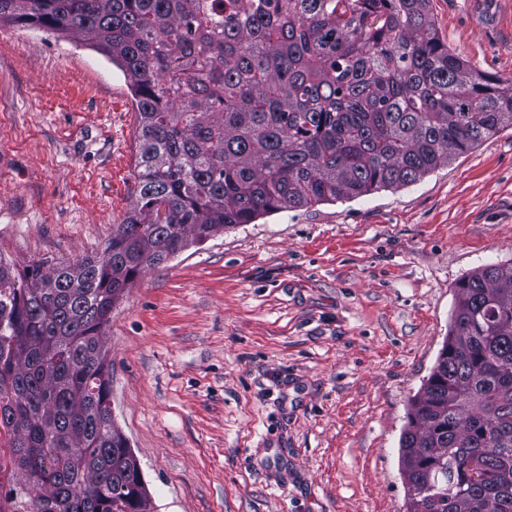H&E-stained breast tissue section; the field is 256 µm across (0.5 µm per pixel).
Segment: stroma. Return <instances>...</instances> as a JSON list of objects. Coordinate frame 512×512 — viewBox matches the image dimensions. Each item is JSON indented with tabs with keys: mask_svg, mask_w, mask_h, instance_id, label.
Masks as SVG:
<instances>
[{
	"mask_svg": "<svg viewBox=\"0 0 512 512\" xmlns=\"http://www.w3.org/2000/svg\"><path fill=\"white\" fill-rule=\"evenodd\" d=\"M512 80V0H429ZM138 112L70 36L0 23V256L101 255L134 198ZM512 261V127L415 183L271 213L148 268L112 311V417L152 512H406L399 441L456 285Z\"/></svg>",
	"mask_w": 512,
	"mask_h": 512,
	"instance_id": "35a3bbf8",
	"label": "stroma"
}]
</instances>
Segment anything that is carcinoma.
Segmentation results:
<instances>
[{
    "label": "carcinoma",
    "mask_w": 512,
    "mask_h": 512,
    "mask_svg": "<svg viewBox=\"0 0 512 512\" xmlns=\"http://www.w3.org/2000/svg\"><path fill=\"white\" fill-rule=\"evenodd\" d=\"M428 2L0 0V21L121 68L140 151L102 256L0 258L5 512H151L103 344L144 270L263 215L414 183L512 126V84L448 53ZM400 469L407 512H512V262L459 281Z\"/></svg>",
    "instance_id": "carcinoma-1"
}]
</instances>
